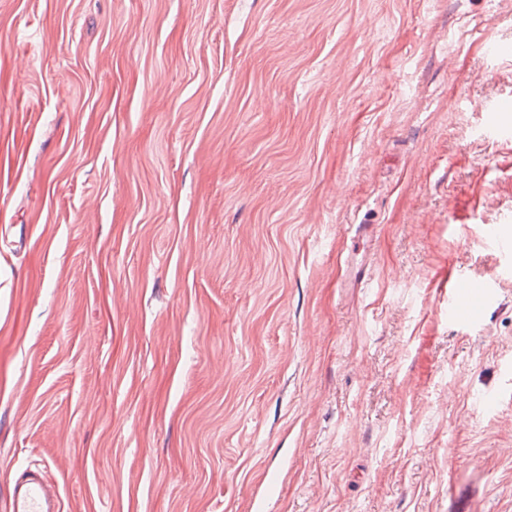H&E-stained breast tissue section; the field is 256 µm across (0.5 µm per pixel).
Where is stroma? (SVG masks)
I'll return each instance as SVG.
<instances>
[{
	"label": "stroma",
	"instance_id": "stroma-1",
	"mask_svg": "<svg viewBox=\"0 0 512 512\" xmlns=\"http://www.w3.org/2000/svg\"><path fill=\"white\" fill-rule=\"evenodd\" d=\"M493 39L512 0H0V512L27 470L63 512H512Z\"/></svg>",
	"mask_w": 512,
	"mask_h": 512
}]
</instances>
